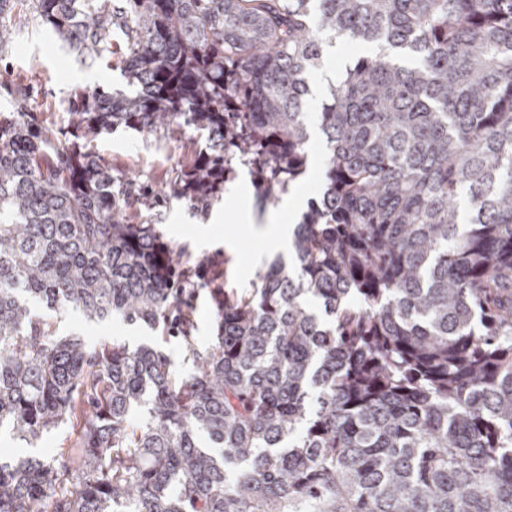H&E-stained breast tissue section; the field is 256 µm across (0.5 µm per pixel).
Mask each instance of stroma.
Returning a JSON list of instances; mask_svg holds the SVG:
<instances>
[{
  "label": "stroma",
  "mask_w": 512,
  "mask_h": 512,
  "mask_svg": "<svg viewBox=\"0 0 512 512\" xmlns=\"http://www.w3.org/2000/svg\"><path fill=\"white\" fill-rule=\"evenodd\" d=\"M84 74L90 76L92 85L112 91L128 89L117 59L103 57L94 64H84L76 51L44 25L30 23L11 43L0 46V111H10L16 97L22 95L43 120L64 125L68 98ZM205 144V135L191 128L175 139L159 129L147 133L120 126L90 146L111 165L113 173L135 176L144 186L146 198L138 221L157 225L164 242L182 251L184 262L193 270L185 297L192 307L194 334L202 346L215 334V288L249 290L265 267L264 257L274 251L270 240L251 234L235 215L238 195L254 194L248 166L234 164L226 181L235 185V192H222L205 211L166 191L174 170L190 161ZM201 226L208 232L207 239H200L197 233ZM57 326L59 335L80 337L92 348L104 343L152 345L168 357L178 374L192 370L177 338L158 337L140 323L131 324L116 316L90 322L72 311ZM74 441L75 434L67 424L43 434L31 445L4 435L0 437V457L22 452L57 464L60 450L70 448Z\"/></svg>",
  "instance_id": "stroma-1"
}]
</instances>
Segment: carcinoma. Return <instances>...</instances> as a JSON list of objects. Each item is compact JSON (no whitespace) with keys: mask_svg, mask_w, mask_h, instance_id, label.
<instances>
[{"mask_svg":"<svg viewBox=\"0 0 512 512\" xmlns=\"http://www.w3.org/2000/svg\"><path fill=\"white\" fill-rule=\"evenodd\" d=\"M29 2L0 0V44L31 19L85 60L119 40L135 90L76 87L60 128L0 112V432L74 420L80 448L0 460V512H512V0ZM336 38L375 50L325 89L296 267L216 292L201 348L189 271L86 147L193 128L172 192L203 210L238 161L273 203ZM70 311L174 329L193 371L59 338Z\"/></svg>","mask_w":512,"mask_h":512,"instance_id":"cac0c4a2","label":"carcinoma"}]
</instances>
